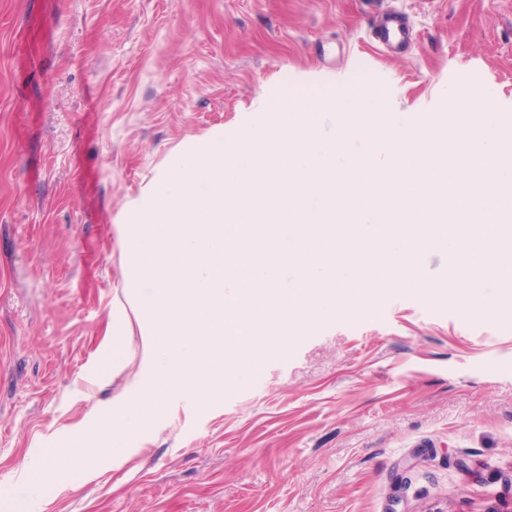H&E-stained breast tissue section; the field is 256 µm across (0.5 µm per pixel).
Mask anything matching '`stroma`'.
Instances as JSON below:
<instances>
[{
    "label": "stroma",
    "mask_w": 512,
    "mask_h": 512,
    "mask_svg": "<svg viewBox=\"0 0 512 512\" xmlns=\"http://www.w3.org/2000/svg\"><path fill=\"white\" fill-rule=\"evenodd\" d=\"M385 10L404 52L373 36ZM349 86L399 126L512 124V0H0V512H512V287L473 309L431 242L423 289L375 279L206 402L166 398L121 468L15 489L151 375L124 212L196 138Z\"/></svg>",
    "instance_id": "1"
}]
</instances>
